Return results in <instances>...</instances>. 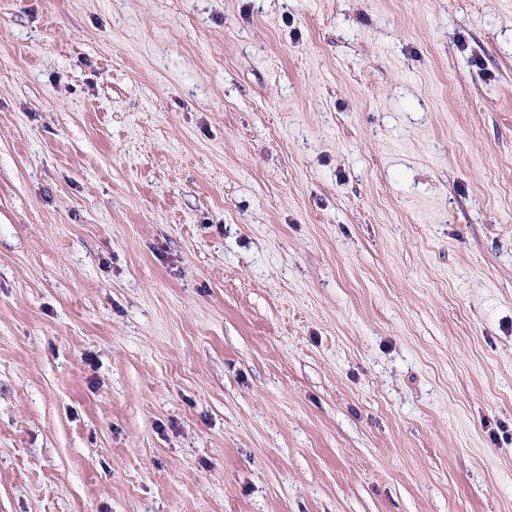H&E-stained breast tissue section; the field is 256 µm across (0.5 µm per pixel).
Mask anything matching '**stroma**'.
Returning <instances> with one entry per match:
<instances>
[{
	"label": "stroma",
	"instance_id": "35a3bbf8",
	"mask_svg": "<svg viewBox=\"0 0 512 512\" xmlns=\"http://www.w3.org/2000/svg\"><path fill=\"white\" fill-rule=\"evenodd\" d=\"M0 512H512V0H0Z\"/></svg>",
	"mask_w": 512,
	"mask_h": 512
}]
</instances>
